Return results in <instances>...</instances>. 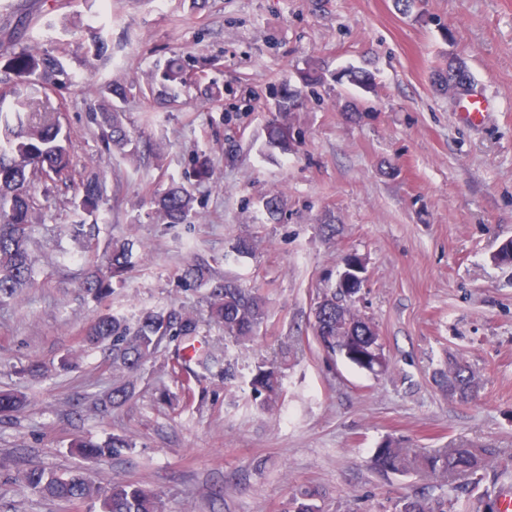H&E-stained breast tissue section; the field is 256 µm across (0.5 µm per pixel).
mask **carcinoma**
<instances>
[{
	"mask_svg": "<svg viewBox=\"0 0 512 512\" xmlns=\"http://www.w3.org/2000/svg\"><path fill=\"white\" fill-rule=\"evenodd\" d=\"M36 41L25 26L0 40V55L7 66L18 74L34 76V85L42 90L67 87L76 80L75 73L63 60L49 53L33 54ZM107 40L92 34L85 53L102 59L107 56ZM187 83L186 66L179 58L170 59L157 70L148 83L151 93L163 99L176 98ZM129 87L117 81L98 91L100 126L106 128L108 148L137 159V145L126 125L122 102ZM275 114L267 126V141L273 147L288 149V119L303 105L302 91L283 85L276 90ZM32 98L16 92H0V300L14 298L29 286L32 259L29 249L28 214L32 204L30 189L34 177L46 175L53 181L68 184L73 178L70 138L63 130L59 116L53 112H33ZM194 195L182 184L171 183L158 191L152 203L164 224H189L195 215ZM102 202L101 185L96 179L82 183L74 206L94 215ZM267 219L278 221L283 209L280 195L264 202ZM135 243L116 239L111 243L106 271L88 273L83 287L104 297L111 288V278L121 275L131 265ZM185 285L206 290L208 322L224 332V339L238 343L252 341L268 318L265 299L253 288H246L230 277L218 278L209 264L193 261L182 272ZM355 275L347 272L343 287L322 292L312 308V331L325 354L332 358L344 355L353 364L368 370L383 366L376 325L353 309ZM201 320L180 306L171 305L150 311L129 324L123 316L105 313L86 332L92 344H112V375L115 380L105 402L122 406L133 397L134 384L127 375L146 362L157 358L161 349L177 343V358L168 365V373L180 383L185 402L193 398L191 365L204 363L195 346L200 335ZM433 380L441 393L450 398L475 396L479 381L469 366L449 360L434 372ZM250 393L261 409L273 411L285 397V387L278 360L256 366L249 381ZM26 404V397L15 392H0V416L10 417ZM131 447L124 435H114L97 444L77 439L72 444L84 459H97L107 453L118 454ZM495 453L488 445L467 441L453 442L431 454L412 455L393 440H386L371 459L372 468L383 476L422 473L444 479L463 477L467 487L478 488L484 480L487 461ZM29 490L72 504L87 500L100 502L102 512H165L161 494L127 481H93L80 471L67 476L35 468L20 475ZM324 494L317 486L298 488L288 503V512H321L319 501ZM457 501L445 496H407L395 503L394 512H456Z\"/></svg>",
	"mask_w": 512,
	"mask_h": 512,
	"instance_id": "cac0c4a2",
	"label": "carcinoma"
}]
</instances>
